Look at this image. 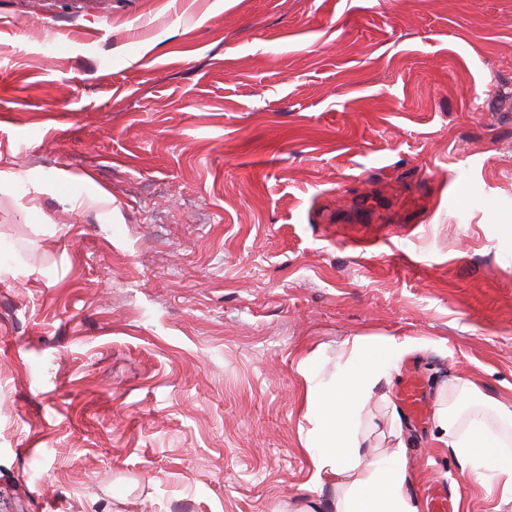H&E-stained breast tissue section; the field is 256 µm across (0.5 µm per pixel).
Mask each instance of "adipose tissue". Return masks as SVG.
<instances>
[{
  "instance_id": "adipose-tissue-1",
  "label": "adipose tissue",
  "mask_w": 512,
  "mask_h": 512,
  "mask_svg": "<svg viewBox=\"0 0 512 512\" xmlns=\"http://www.w3.org/2000/svg\"><path fill=\"white\" fill-rule=\"evenodd\" d=\"M405 352V346L392 339L376 345L354 340L334 378L326 383L316 379L310 360L299 363L305 380V417L310 424L304 447L315 468V487L332 489L333 512H418L407 493L409 474L403 459H364L355 425L376 382ZM452 392L453 402L440 403L436 410V446L452 449L484 486L500 478L505 489L512 491V452L505 450L485 415L473 412L461 426L452 412L453 407L467 406L477 395V387L464 381L453 386Z\"/></svg>"
}]
</instances>
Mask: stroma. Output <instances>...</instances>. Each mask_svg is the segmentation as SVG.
I'll return each instance as SVG.
<instances>
[{
  "label": "stroma",
  "mask_w": 512,
  "mask_h": 512,
  "mask_svg": "<svg viewBox=\"0 0 512 512\" xmlns=\"http://www.w3.org/2000/svg\"><path fill=\"white\" fill-rule=\"evenodd\" d=\"M0 175V512H322L357 338L366 455L512 512L397 397L512 389V0H0ZM406 352L394 339L370 345L357 338L327 383L316 379L308 358L299 363L305 380V418L311 425L304 448L315 468L314 486L332 489L334 512H418L407 493L409 474L403 459L364 461L355 425L376 382Z\"/></svg>",
  "instance_id": "obj_1"
}]
</instances>
